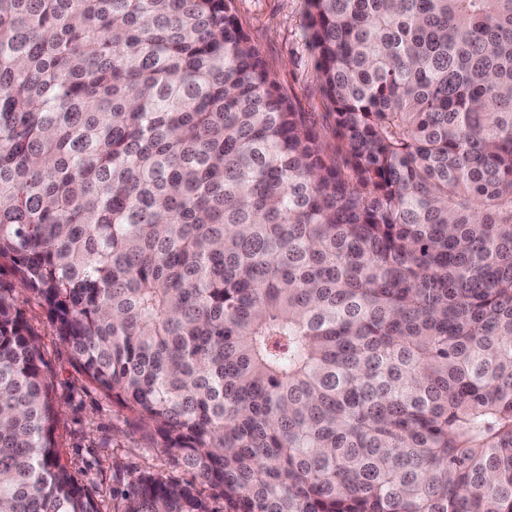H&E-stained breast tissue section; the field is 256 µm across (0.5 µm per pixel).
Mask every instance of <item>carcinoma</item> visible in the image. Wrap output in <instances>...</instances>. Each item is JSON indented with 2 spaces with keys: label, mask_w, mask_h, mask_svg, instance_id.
<instances>
[{
  "label": "carcinoma",
  "mask_w": 512,
  "mask_h": 512,
  "mask_svg": "<svg viewBox=\"0 0 512 512\" xmlns=\"http://www.w3.org/2000/svg\"><path fill=\"white\" fill-rule=\"evenodd\" d=\"M305 3L333 154L232 0H0V260L192 473L117 512H512V0ZM57 418L0 291V512H99Z\"/></svg>",
  "instance_id": "cac0c4a2"
}]
</instances>
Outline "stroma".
I'll use <instances>...</instances> for the list:
<instances>
[{
	"label": "stroma",
	"instance_id": "obj_1",
	"mask_svg": "<svg viewBox=\"0 0 512 512\" xmlns=\"http://www.w3.org/2000/svg\"><path fill=\"white\" fill-rule=\"evenodd\" d=\"M232 8L261 53L282 92L296 110L307 113L328 144H335L334 123L321 91L314 58L303 40L305 0H233ZM20 308L40 339L41 352L60 404L56 440L63 463L98 503L114 512L112 489L117 481L150 471L185 482L189 475L152 448L138 418L120 408L81 371L70 349L59 339L44 303L21 295Z\"/></svg>",
	"mask_w": 512,
	"mask_h": 512
}]
</instances>
